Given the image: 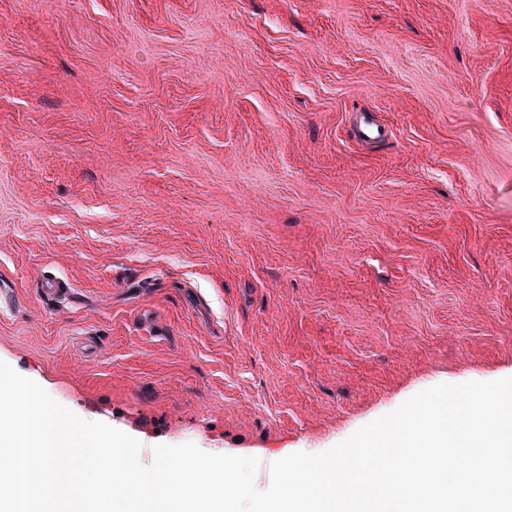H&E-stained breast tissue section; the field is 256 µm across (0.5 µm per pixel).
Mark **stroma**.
I'll return each mask as SVG.
<instances>
[{
    "label": "stroma",
    "mask_w": 512,
    "mask_h": 512,
    "mask_svg": "<svg viewBox=\"0 0 512 512\" xmlns=\"http://www.w3.org/2000/svg\"><path fill=\"white\" fill-rule=\"evenodd\" d=\"M0 287V360L261 490L511 377L512 0H0ZM356 137L362 142H381L387 137V129L372 112H360L355 126Z\"/></svg>",
    "instance_id": "stroma-1"
}]
</instances>
